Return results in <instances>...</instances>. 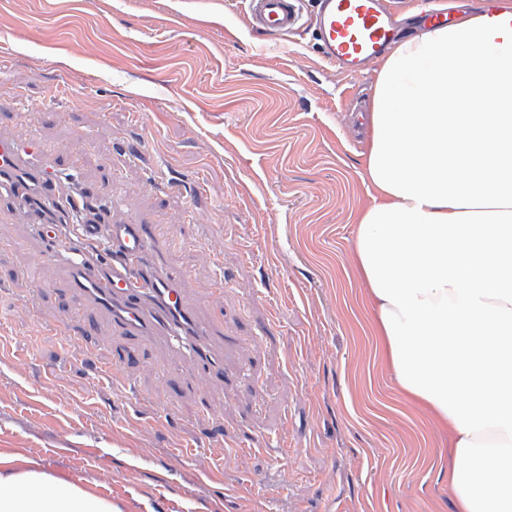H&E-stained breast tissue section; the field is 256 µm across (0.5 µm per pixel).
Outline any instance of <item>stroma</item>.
Returning <instances> with one entry per match:
<instances>
[{
    "label": "stroma",
    "instance_id": "1",
    "mask_svg": "<svg viewBox=\"0 0 512 512\" xmlns=\"http://www.w3.org/2000/svg\"><path fill=\"white\" fill-rule=\"evenodd\" d=\"M246 9L0 0V97L79 152L86 181L115 182L114 221L148 227L197 312L240 340L224 378L179 387L174 418L130 402L90 377L83 342L46 329L70 301L63 269L39 260L30 225L0 222V452L118 512H455L448 455L388 367L356 271L370 137L351 141L348 123L375 73L323 59L314 0L276 48ZM224 274L217 308L206 292ZM85 319L99 358L139 351L125 372L153 393L169 351L113 335L96 310ZM177 443L219 453L212 480L174 460Z\"/></svg>",
    "mask_w": 512,
    "mask_h": 512
}]
</instances>
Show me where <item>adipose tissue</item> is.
<instances>
[{
	"instance_id": "adipose-tissue-1",
	"label": "adipose tissue",
	"mask_w": 512,
	"mask_h": 512,
	"mask_svg": "<svg viewBox=\"0 0 512 512\" xmlns=\"http://www.w3.org/2000/svg\"><path fill=\"white\" fill-rule=\"evenodd\" d=\"M395 42L376 71L356 255L401 389L448 431L457 512H512V0ZM0 512H116L0 469Z\"/></svg>"
}]
</instances>
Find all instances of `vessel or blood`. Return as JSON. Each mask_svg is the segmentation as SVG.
Here are the masks:
<instances>
[{"label": "vessel or blood", "mask_w": 512, "mask_h": 512, "mask_svg": "<svg viewBox=\"0 0 512 512\" xmlns=\"http://www.w3.org/2000/svg\"><path fill=\"white\" fill-rule=\"evenodd\" d=\"M300 0H248L247 19L256 31L277 40L293 30ZM318 33L321 53L348 74L363 72L395 39L394 15L386 0H319ZM58 152L43 143L25 121L0 129V221L24 218L42 223L43 210L57 203L55 186L68 182V205L80 218L78 238L99 246L97 260L89 261L69 242L48 237L46 253L65 270L73 304L54 320V327L69 333L91 305L108 317L114 332L140 336L164 344L183 361L187 383L209 385L224 373V350L231 342L224 328L201 318L183 297V271L166 265L154 251L153 237L136 222L116 224L111 184H84L79 160L68 169L56 163ZM110 379L115 392L135 393L122 361L97 368ZM157 391L146 400L163 412L175 409L168 372L159 375Z\"/></svg>", "instance_id": "obj_1"}]
</instances>
